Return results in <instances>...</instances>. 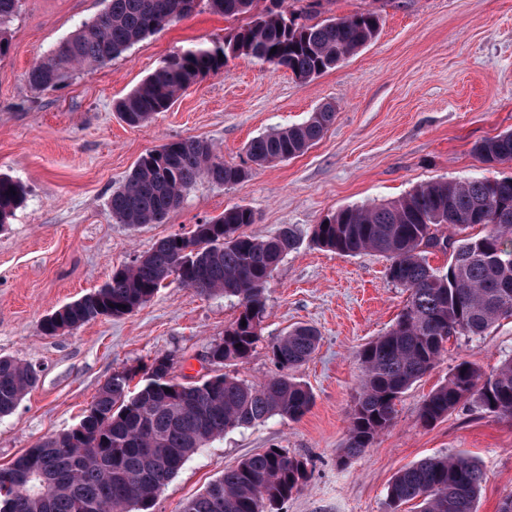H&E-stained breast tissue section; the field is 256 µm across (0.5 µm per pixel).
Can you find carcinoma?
I'll return each mask as SVG.
<instances>
[{
  "mask_svg": "<svg viewBox=\"0 0 512 512\" xmlns=\"http://www.w3.org/2000/svg\"><path fill=\"white\" fill-rule=\"evenodd\" d=\"M228 18L252 21L209 46L170 54L155 71L115 104L130 126L167 111L198 80L224 72L229 60L245 56L285 67L302 80L325 73L366 46L379 20L372 12L299 22L300 15L276 0H198ZM21 0H0V59L10 50L9 26ZM107 6L82 22L28 71L35 91L58 88L82 69L112 61L134 44L190 16L177 11L183 0H105ZM276 52H271V49ZM323 106L304 123L274 130L247 145L250 159L270 164L303 154L334 118ZM490 163L512 161V131L475 145ZM245 171L218 157L203 139L180 138L139 158L109 200L122 224H164L184 192L206 179L233 185ZM25 183L0 175V228L26 200ZM318 224L313 240L343 255L373 251L390 261V279L409 292L389 330L359 355V397L350 414L346 458L360 455L395 418L401 395L437 363L452 338L482 336L512 308V178L435 181L377 206L346 207ZM254 212L235 206L189 231L170 234L131 265L112 270L108 280L43 318L40 330L57 335L98 318L120 317L140 308L173 278L204 295L238 301L240 312L209 352L212 363L248 358L260 339L267 312L265 285L280 261L298 244L293 226L259 238L245 232ZM448 225L450 233L440 232ZM481 226L484 233L456 237ZM450 254L446 273L428 262L431 249ZM319 334L299 325L270 346L277 373L252 384L227 372L195 382L172 375L161 355L139 369L112 374L76 427L48 437L0 468V512H147L156 495L187 460L214 440L273 416L302 418L312 407L311 390L292 372L316 352ZM29 363L0 356V418L12 414L38 383ZM466 402L497 417L512 418V356L491 374L463 360L448 381L423 400L420 420L432 425ZM307 461L265 448L209 483L181 512H279L303 489ZM485 481L479 462L465 454L426 457L400 470L387 491L397 507L417 501L418 512H477Z\"/></svg>",
  "mask_w": 512,
  "mask_h": 512,
  "instance_id": "1",
  "label": "carcinoma"
}]
</instances>
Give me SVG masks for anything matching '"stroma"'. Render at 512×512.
Returning a JSON list of instances; mask_svg holds the SVG:
<instances>
[{
	"label": "stroma",
	"mask_w": 512,
	"mask_h": 512,
	"mask_svg": "<svg viewBox=\"0 0 512 512\" xmlns=\"http://www.w3.org/2000/svg\"><path fill=\"white\" fill-rule=\"evenodd\" d=\"M104 0H21L0 59V174L21 179L25 203L0 229V355L33 364L38 385L0 419V466L40 440L78 423L113 373L173 360L191 382L210 375L206 357L239 315L236 300L171 283L136 311L99 318L59 336L42 318L102 285L159 239L242 205L269 237L293 225L299 237L266 284L260 340L228 373L253 383L275 367L269 345L298 325L320 342L295 376L314 395L300 420L278 416L226 433L193 455L156 497L151 512H180L225 468L265 449L307 459L304 489L281 512H412L392 508L387 488L404 467L433 455L463 453L485 473L478 512H498L512 494V420L468 404L423 425L424 398L469 360L491 371L512 355V319L485 336L451 340L436 366L402 394L391 426L357 457L345 458L349 415L359 392L358 355L386 332L408 293L387 274L388 259L342 255L315 244L312 230L337 210L398 199L438 180L512 177V162H486L476 143L512 130V0H324L323 17L373 12L377 36L335 69L302 81L288 69L248 57L199 80L140 127L116 102L180 49L222 39L249 23L208 6L173 22L95 71L32 91L26 74ZM330 104L335 119L303 155L263 166L248 143L307 121ZM211 142L226 163L247 170L234 185L198 181L166 223H119L108 202L137 160L178 138Z\"/></svg>",
	"instance_id": "obj_1"
}]
</instances>
